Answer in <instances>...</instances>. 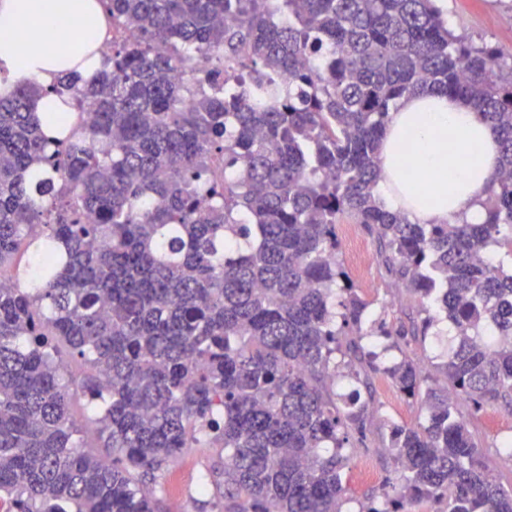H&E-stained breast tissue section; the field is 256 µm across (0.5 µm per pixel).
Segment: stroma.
<instances>
[{
    "mask_svg": "<svg viewBox=\"0 0 512 512\" xmlns=\"http://www.w3.org/2000/svg\"><path fill=\"white\" fill-rule=\"evenodd\" d=\"M448 27L478 46L497 50L505 64H512V0H447ZM339 257L351 275L372 312H384L387 321L410 325L419 310L417 300L402 289L392 286L379 258L374 236L359 224L337 227ZM364 245L369 254L367 268L356 266L350 250L351 242ZM449 334L436 336H407L398 347L381 352V361L390 363L408 355L426 361L444 350ZM375 410L368 417L363 431H350L349 441L355 450L344 471L349 501L345 512H361L372 500L378 499L384 482L401 484L402 469L385 445L391 424L416 425L426 417L420 399L406 398L390 383L376 385ZM72 417L81 427L82 446L89 452L110 456L97 430L99 410L87 397L76 396L70 408ZM475 434L484 448L485 461L499 481L512 487V471L499 460L500 442L512 436V412L498 405L486 407L473 424ZM220 448H190L167 469L158 473L148 487L161 499L165 512H222L224 501L215 489H201L200 480L213 465L222 460ZM374 477L362 479V469Z\"/></svg>",
    "mask_w": 512,
    "mask_h": 512,
    "instance_id": "obj_1",
    "label": "stroma"
}]
</instances>
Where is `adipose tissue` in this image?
Here are the masks:
<instances>
[{"label": "adipose tissue", "instance_id": "ef3b65f1", "mask_svg": "<svg viewBox=\"0 0 512 512\" xmlns=\"http://www.w3.org/2000/svg\"><path fill=\"white\" fill-rule=\"evenodd\" d=\"M108 31L97 0H0V94L75 73L91 79ZM498 156L495 135L472 107L451 96L409 95L387 124L377 191L414 224H479Z\"/></svg>", "mask_w": 512, "mask_h": 512}]
</instances>
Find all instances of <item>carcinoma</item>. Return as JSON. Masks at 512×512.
<instances>
[{
    "label": "carcinoma",
    "mask_w": 512,
    "mask_h": 512,
    "mask_svg": "<svg viewBox=\"0 0 512 512\" xmlns=\"http://www.w3.org/2000/svg\"><path fill=\"white\" fill-rule=\"evenodd\" d=\"M100 2L112 53L93 80L0 97V494L16 512H163L142 478L219 447L224 512H341L348 431L381 375L427 417L391 427L404 482L362 512H512L472 431L486 406L512 407V75L498 54L431 0ZM423 92L497 135L481 224H412L377 195L389 114ZM46 94L76 108L54 137L34 110ZM338 224L375 236L419 302L410 328L371 318ZM441 318L452 345L432 375L361 345ZM57 342L90 369L81 391L103 406L110 460L76 439ZM345 378L367 398L336 393Z\"/></svg>",
    "instance_id": "carcinoma-1"
}]
</instances>
